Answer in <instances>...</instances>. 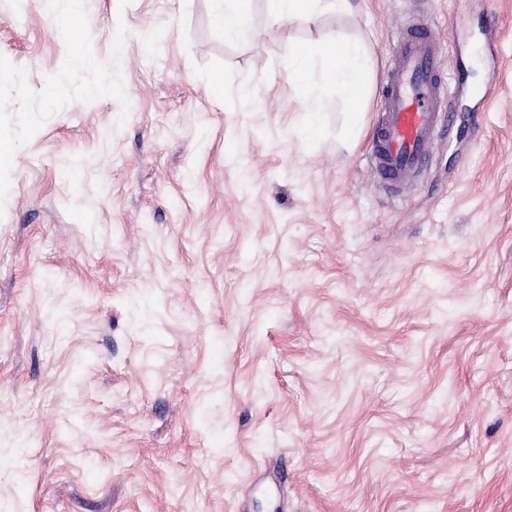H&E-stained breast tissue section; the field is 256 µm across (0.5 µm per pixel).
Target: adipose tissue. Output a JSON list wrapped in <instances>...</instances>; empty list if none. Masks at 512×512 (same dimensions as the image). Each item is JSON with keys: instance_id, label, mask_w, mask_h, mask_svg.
I'll return each instance as SVG.
<instances>
[{"instance_id": "adipose-tissue-1", "label": "adipose tissue", "mask_w": 512, "mask_h": 512, "mask_svg": "<svg viewBox=\"0 0 512 512\" xmlns=\"http://www.w3.org/2000/svg\"><path fill=\"white\" fill-rule=\"evenodd\" d=\"M292 68L301 100L312 109L334 107L356 117L370 81V59L363 43L337 37L333 48L294 55ZM331 95H324V88Z\"/></svg>"}]
</instances>
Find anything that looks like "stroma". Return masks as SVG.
<instances>
[{"label": "stroma", "instance_id": "1", "mask_svg": "<svg viewBox=\"0 0 512 512\" xmlns=\"http://www.w3.org/2000/svg\"><path fill=\"white\" fill-rule=\"evenodd\" d=\"M351 4L237 42L211 0H0V512H512V0ZM413 12L455 114L401 196L366 148ZM339 35L346 143L289 69Z\"/></svg>", "mask_w": 512, "mask_h": 512}]
</instances>
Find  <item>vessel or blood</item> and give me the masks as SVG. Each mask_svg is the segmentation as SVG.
Masks as SVG:
<instances>
[{
	"mask_svg": "<svg viewBox=\"0 0 512 512\" xmlns=\"http://www.w3.org/2000/svg\"><path fill=\"white\" fill-rule=\"evenodd\" d=\"M444 46L420 17L402 22L368 142L370 172L382 187L409 193L453 118Z\"/></svg>",
	"mask_w": 512,
	"mask_h": 512,
	"instance_id": "obj_1",
	"label": "vessel or blood"
}]
</instances>
